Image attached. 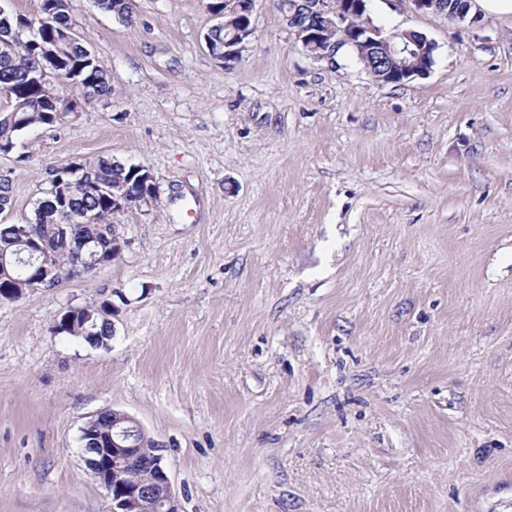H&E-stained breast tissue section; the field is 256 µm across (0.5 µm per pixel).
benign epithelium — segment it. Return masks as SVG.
I'll return each instance as SVG.
<instances>
[{
  "mask_svg": "<svg viewBox=\"0 0 512 512\" xmlns=\"http://www.w3.org/2000/svg\"><path fill=\"white\" fill-rule=\"evenodd\" d=\"M415 10L422 13L445 15L454 19L466 16L469 0H410ZM367 0H335L328 7L325 0H318L314 11L318 16L303 23L298 12L288 15V27L295 28L303 48L317 59H330L336 50L348 46L363 64L365 70L382 84H401L415 76L428 72L434 64L435 43L425 35L404 30L388 36L373 26L366 17ZM222 21L218 26L231 32L224 41V63L238 60L247 48L251 38L242 31L246 21H236L220 13ZM334 28L342 33L338 41L330 42L325 32ZM78 164L74 161L57 166L58 192H64L67 185L75 183ZM18 248L10 254L0 252V280L10 278L17 267L26 266L34 273L30 275V291H43L58 276L53 263V252L47 241L38 237L27 227L19 228ZM117 420L112 429L95 439L96 445L82 447L86 466L96 482L112 503L110 512H179L177 500L172 491L171 480L164 463L162 445L145 452L146 461L162 474V482L155 488L133 487L130 471L138 464L140 453L134 452L139 446L140 424L129 414L112 410Z\"/></svg>",
  "mask_w": 512,
  "mask_h": 512,
  "instance_id": "7a95c632",
  "label": "benign epithelium"
}]
</instances>
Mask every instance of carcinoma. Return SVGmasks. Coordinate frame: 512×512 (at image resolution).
<instances>
[{"instance_id": "obj_1", "label": "carcinoma", "mask_w": 512, "mask_h": 512, "mask_svg": "<svg viewBox=\"0 0 512 512\" xmlns=\"http://www.w3.org/2000/svg\"><path fill=\"white\" fill-rule=\"evenodd\" d=\"M95 7L112 13L122 21H130L128 0H93ZM52 15L56 28L65 29L69 24L68 0H40V17L3 10L0 12V90L10 98V111L0 112V147L15 148L18 139L30 127H53L76 113L69 111L66 99L56 98L48 88L36 80V69L44 61L56 60V68L62 71L69 82V95L80 92L84 98L92 99L111 91L109 80L97 58L90 54L78 40L59 42L54 47V58L42 56L34 45L30 28L40 29L38 42L53 39V33L41 28V18ZM208 47L212 55L224 58V29L214 27L207 34ZM146 168L126 164L112 158H97L80 162V181L68 192L66 208L57 206L56 195L46 191L38 201L33 217L27 225L50 240L54 239L56 225L66 224L69 214L88 213L93 218L90 224L72 225L73 237L95 238L99 251L107 262H112L122 251L120 237L112 236V207L98 197L87 193L84 187L102 185L122 188L136 186ZM55 265L59 275L73 277L85 270L78 249L62 248L55 251ZM96 327L92 330L78 320L70 326L68 335L80 336L91 346H103L112 337V308L104 305L93 307Z\"/></svg>"}]
</instances>
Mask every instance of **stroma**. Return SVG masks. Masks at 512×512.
Returning <instances> with one entry per match:
<instances>
[{"instance_id":"1","label":"stroma","mask_w":512,"mask_h":512,"mask_svg":"<svg viewBox=\"0 0 512 512\" xmlns=\"http://www.w3.org/2000/svg\"><path fill=\"white\" fill-rule=\"evenodd\" d=\"M367 9L429 73L315 59L274 0L228 65L207 0H70L112 93L0 154V224L79 159L158 193L111 264L0 300V512H110L80 440L105 408L162 443L180 512H512V19ZM104 301L108 345L55 333Z\"/></svg>"}]
</instances>
